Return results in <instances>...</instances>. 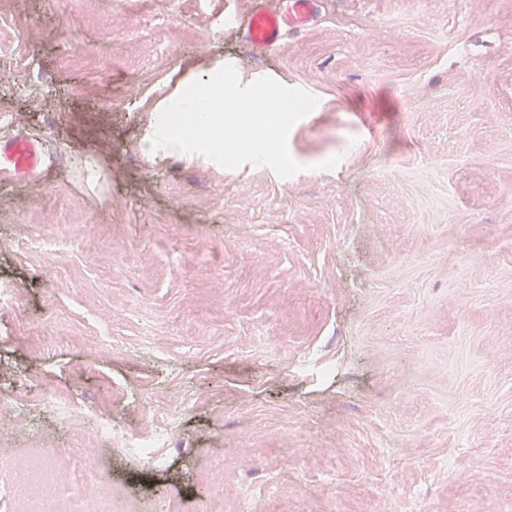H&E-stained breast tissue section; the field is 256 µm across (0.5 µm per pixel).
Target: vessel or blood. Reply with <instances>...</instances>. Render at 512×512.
Segmentation results:
<instances>
[{"instance_id":"b4317fda","label":"vessel or blood","mask_w":512,"mask_h":512,"mask_svg":"<svg viewBox=\"0 0 512 512\" xmlns=\"http://www.w3.org/2000/svg\"><path fill=\"white\" fill-rule=\"evenodd\" d=\"M318 8V0H289L288 10L284 13L256 10L243 34L257 52H267L280 45L288 28L310 25ZM40 162L41 148L30 140L14 138L0 143V169L11 175H29Z\"/></svg>"}]
</instances>
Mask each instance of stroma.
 I'll return each instance as SVG.
<instances>
[{"label": "stroma", "mask_w": 512, "mask_h": 512, "mask_svg": "<svg viewBox=\"0 0 512 512\" xmlns=\"http://www.w3.org/2000/svg\"><path fill=\"white\" fill-rule=\"evenodd\" d=\"M0 0V417L52 461L199 512H512V0ZM233 64L313 87L307 171L149 155L158 105ZM340 156L331 171L315 170ZM55 240L52 252L29 239ZM54 394L57 409L44 408ZM91 420L71 429L65 414ZM175 415L161 470L113 451ZM287 13L256 10L243 30L244 37L258 53L280 45L288 28L310 25L319 8L318 0H289ZM41 162V148L25 138H14L0 143L1 170L12 176L31 174Z\"/></svg>", "instance_id": "35a3bbf8"}]
</instances>
